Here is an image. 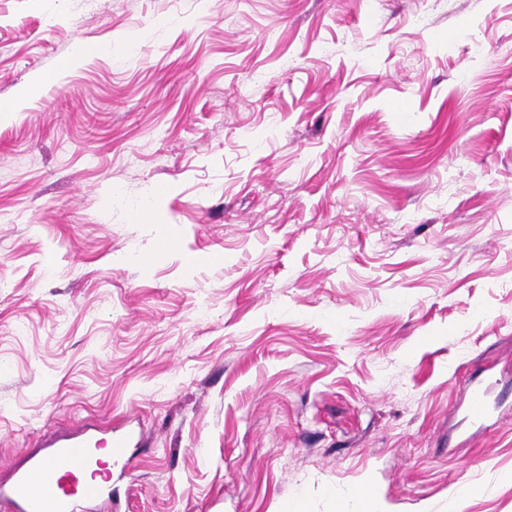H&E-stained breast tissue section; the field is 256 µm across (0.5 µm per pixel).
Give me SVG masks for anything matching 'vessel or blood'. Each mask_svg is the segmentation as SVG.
<instances>
[{"label":"vessel or blood","instance_id":"obj_1","mask_svg":"<svg viewBox=\"0 0 512 512\" xmlns=\"http://www.w3.org/2000/svg\"><path fill=\"white\" fill-rule=\"evenodd\" d=\"M492 375L477 372L467 383L462 408L465 436L490 433L497 403L492 396ZM129 439L109 428L81 426L73 436L55 440L47 450L29 458L0 482V497L8 498L17 512H82L85 504L112 498L114 473H126Z\"/></svg>","mask_w":512,"mask_h":512}]
</instances>
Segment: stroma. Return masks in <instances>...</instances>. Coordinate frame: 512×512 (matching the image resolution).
<instances>
[{"mask_svg": "<svg viewBox=\"0 0 512 512\" xmlns=\"http://www.w3.org/2000/svg\"><path fill=\"white\" fill-rule=\"evenodd\" d=\"M38 75L0 480L98 420L144 438L122 512H512V391L448 445L512 383V0H0V98ZM485 370L478 371L468 382V397L461 408L463 422L466 428L462 431L465 440L477 432L490 433L492 420L497 411V402L492 397V389L497 380L493 381L492 374H484Z\"/></svg>", "mask_w": 512, "mask_h": 512, "instance_id": "obj_1", "label": "stroma"}]
</instances>
